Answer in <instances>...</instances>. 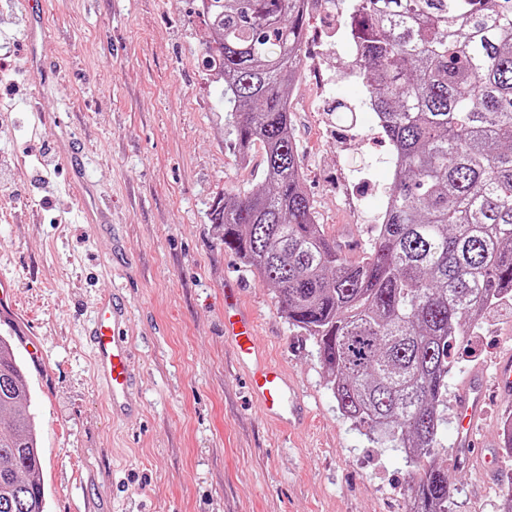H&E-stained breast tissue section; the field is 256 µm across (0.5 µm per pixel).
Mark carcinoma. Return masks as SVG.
<instances>
[{
  "label": "carcinoma",
  "mask_w": 512,
  "mask_h": 512,
  "mask_svg": "<svg viewBox=\"0 0 512 512\" xmlns=\"http://www.w3.org/2000/svg\"><path fill=\"white\" fill-rule=\"evenodd\" d=\"M309 0H198L238 152L262 185L210 222L318 347L340 413L416 468L408 512H449L440 406L482 312L512 295V0H354L346 23L370 105L396 153L370 252L328 238L303 189L288 91ZM0 336V512H45L37 423Z\"/></svg>",
  "instance_id": "carcinoma-1"
}]
</instances>
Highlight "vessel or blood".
Masks as SVG:
<instances>
[{
  "instance_id": "vessel-or-blood-1",
  "label": "vessel or blood",
  "mask_w": 512,
  "mask_h": 512,
  "mask_svg": "<svg viewBox=\"0 0 512 512\" xmlns=\"http://www.w3.org/2000/svg\"><path fill=\"white\" fill-rule=\"evenodd\" d=\"M125 307L114 297L98 299L87 330L93 357V375L107 395L114 416L128 415L136 403V381L131 369L132 346L124 333ZM224 338L246 371L253 396L268 417L293 425L304 420L305 405L284 371L270 363L256 341L255 318L239 300L238 291H224ZM512 394V356L501 360L494 383L483 374H471L456 401L457 430L454 441L462 470L483 456L481 422L488 412L491 390Z\"/></svg>"
}]
</instances>
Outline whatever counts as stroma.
Returning a JSON list of instances; mask_svg holds the SVG:
<instances>
[{"label": "stroma", "mask_w": 512, "mask_h": 512, "mask_svg": "<svg viewBox=\"0 0 512 512\" xmlns=\"http://www.w3.org/2000/svg\"><path fill=\"white\" fill-rule=\"evenodd\" d=\"M352 0H310L289 90L303 187L340 245L369 251L386 210L395 150L343 35ZM194 0H0V256L18 312L45 356L12 338L31 394L46 512H407L414 468L345 419L317 346L281 317L273 289L209 220L219 195L251 191L263 151L237 158L224 85L204 70L208 31ZM42 11L40 54L25 67L27 22ZM86 161L73 176L68 159ZM244 287L257 341L284 362L307 421L272 424L224 340V291ZM123 297L141 412L113 420L93 381L89 307ZM512 347V300L489 308L456 352L437 462L451 467L450 512H500L512 484L496 403L482 438L499 476L455 473V401L475 371Z\"/></svg>", "instance_id": "35a3bbf8"}]
</instances>
